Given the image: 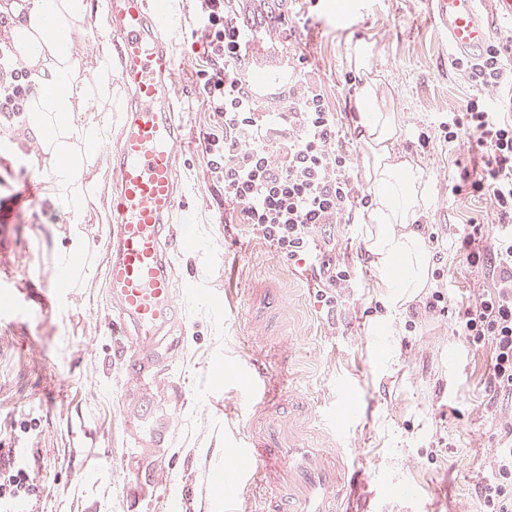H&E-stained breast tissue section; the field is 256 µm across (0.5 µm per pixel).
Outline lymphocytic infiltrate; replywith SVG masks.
<instances>
[{"label":"lymphocytic infiltrate","instance_id":"f902f5d3","mask_svg":"<svg viewBox=\"0 0 512 512\" xmlns=\"http://www.w3.org/2000/svg\"><path fill=\"white\" fill-rule=\"evenodd\" d=\"M239 0H193V33L205 67L197 73L211 124L199 141L208 177L231 204V219L244 224L288 259L306 254L318 226L340 223L353 208L367 206L350 174L336 115L306 77L308 59L291 54L296 77L277 109L251 96L245 71L254 28L240 23ZM9 38L0 37V118L22 117L28 108V70L8 62ZM479 95L465 111L449 113L438 129L444 142L467 137L477 152L464 182L492 200L500 223H512V113L490 109L482 91L512 78V34L490 41L480 52L452 59ZM467 262L491 267L492 285L463 311L459 329L473 346L492 344L491 386L512 392V235L489 240L483 225H467L461 240ZM352 274L324 256L312 273L316 298L332 308L334 288ZM38 491L32 466L0 448V502H32ZM486 512H512V448L498 451L497 468L481 488Z\"/></svg>","mask_w":512,"mask_h":512}]
</instances>
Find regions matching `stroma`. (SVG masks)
<instances>
[{
	"label": "stroma",
	"mask_w": 512,
	"mask_h": 512,
	"mask_svg": "<svg viewBox=\"0 0 512 512\" xmlns=\"http://www.w3.org/2000/svg\"><path fill=\"white\" fill-rule=\"evenodd\" d=\"M429 2L283 0L291 37L285 44L267 37L264 54H306L311 79L336 114L341 142L354 156L352 173L359 177V78L349 58L356 42L371 43L372 68L400 104L397 150L428 177L421 223L451 244L475 223L496 238L503 228L490 199L455 189L470 157L467 140L438 142L428 150L415 145L419 131L433 129L446 113L464 111L475 96L450 65L455 52L432 21ZM173 40L186 127L184 202L200 243L222 252L213 261L183 253L175 261V278L200 279L225 307L219 314L201 300L184 303V324L171 336L177 347L170 369L155 392L163 397L167 385L177 383L187 393L175 418V442L163 459L130 455V383L118 355L122 338L109 324L112 150L121 124L112 121L99 153L103 183L83 218L85 268L50 308L39 304V292L54 280L56 254L71 243L72 215L46 188L42 164L23 139L22 120L0 123V237L9 248L0 278L29 303L0 317V448L37 449L42 483L32 512H171L176 492L183 495L181 512H224L214 476L235 439L250 430L287 434L288 419L274 406L244 409L233 379L214 384L212 371L221 358L261 360L283 394L308 406L335 402L337 382L347 380L358 413L348 445L373 462L381 480L416 484L419 512H483L480 489L496 452L512 445V400L489 384L492 348L470 345L458 321L479 290L491 286V277L452 250L442 262L447 313L412 315V307L426 300L422 294L412 307L390 310L363 225L334 224L315 229L318 249L306 262L318 264L329 250L356 276L336 289L332 311L321 310L306 272L246 226L225 223L224 194L208 181L198 148L210 124L196 83L203 61L189 25ZM27 180L42 186L35 199L20 195ZM266 283L283 289L284 309L251 298L250 289ZM383 321L391 332L373 342V328ZM129 482L140 483L142 491L125 501L119 493Z\"/></svg>",
	"instance_id": "stroma-1"
}]
</instances>
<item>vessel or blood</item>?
<instances>
[{
	"instance_id": "1",
	"label": "vessel or blood",
	"mask_w": 512,
	"mask_h": 512,
	"mask_svg": "<svg viewBox=\"0 0 512 512\" xmlns=\"http://www.w3.org/2000/svg\"><path fill=\"white\" fill-rule=\"evenodd\" d=\"M430 5L439 30L463 53L480 51L497 25H512V0H430ZM104 22L117 36L114 76L131 95L113 152L117 184L111 197L107 273L111 325L132 331L134 351L126 360V374L141 386L164 367L155 352L162 331L183 316L173 291L174 259L190 249L206 259L215 251L180 229L184 207L178 191L179 102L171 91L177 60L169 40L179 27L178 15L170 0H106ZM294 77L285 69L256 74L251 81L254 100L264 102ZM229 372L236 376L243 407L271 399L261 362L234 364ZM313 417L328 430L323 441L306 442L294 427L284 444L247 436L241 448L225 457L220 485L271 486L258 512H350L355 486L375 481L369 472L356 479L350 474L345 440L356 415L339 405L315 411ZM172 424V418L156 414L152 401L140 400L128 417L135 452L162 451Z\"/></svg>"
}]
</instances>
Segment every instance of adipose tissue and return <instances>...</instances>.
<instances>
[{"label":"adipose tissue","mask_w":512,"mask_h":512,"mask_svg":"<svg viewBox=\"0 0 512 512\" xmlns=\"http://www.w3.org/2000/svg\"><path fill=\"white\" fill-rule=\"evenodd\" d=\"M14 57L30 72L25 134L62 195L74 221H82L101 180L90 172L108 130L92 113L116 110L112 45L101 39L93 69L82 65L77 34L91 14L90 0H32L27 11L7 7ZM373 49L356 43L350 54L362 81L356 89L359 142L371 201L358 218L366 248L392 308L409 304L431 285V253L416 223L427 204L423 169L397 153L402 127L394 101L372 73Z\"/></svg>","instance_id":"obj_1"}]
</instances>
